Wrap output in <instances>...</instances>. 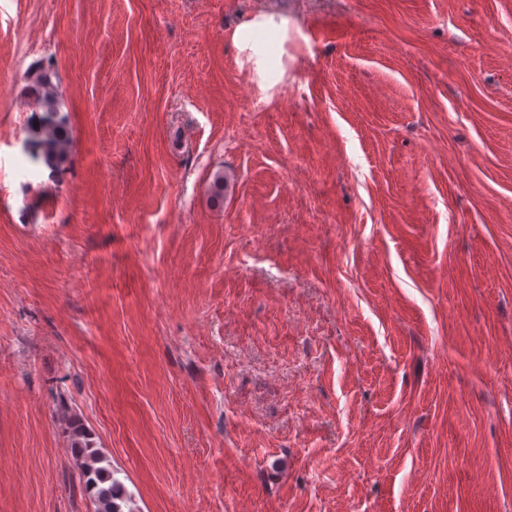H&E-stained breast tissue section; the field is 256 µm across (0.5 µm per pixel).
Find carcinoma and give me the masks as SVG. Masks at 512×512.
I'll use <instances>...</instances> for the list:
<instances>
[{
    "mask_svg": "<svg viewBox=\"0 0 512 512\" xmlns=\"http://www.w3.org/2000/svg\"><path fill=\"white\" fill-rule=\"evenodd\" d=\"M52 66L41 67L32 77L30 94L36 109L28 124L25 145L31 159L54 172L70 161L72 130L62 113ZM71 449L80 462V476L91 493L94 512H131L122 484L103 466L104 457L94 450L85 430L75 425Z\"/></svg>",
    "mask_w": 512,
    "mask_h": 512,
    "instance_id": "1",
    "label": "carcinoma"
}]
</instances>
